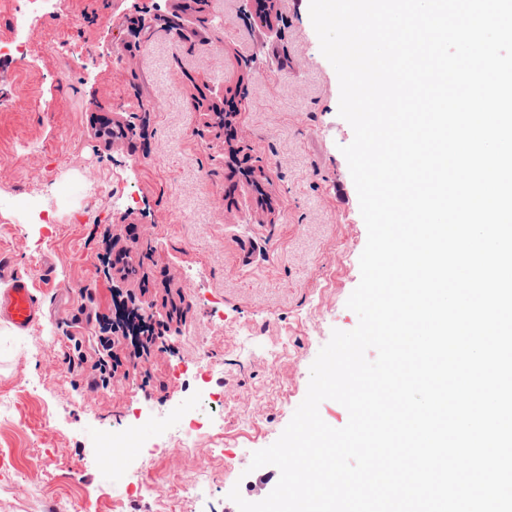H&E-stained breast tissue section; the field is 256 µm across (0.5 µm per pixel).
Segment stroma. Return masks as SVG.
<instances>
[{
  "label": "stroma",
  "mask_w": 512,
  "mask_h": 512,
  "mask_svg": "<svg viewBox=\"0 0 512 512\" xmlns=\"http://www.w3.org/2000/svg\"><path fill=\"white\" fill-rule=\"evenodd\" d=\"M67 3L68 19L36 26L32 57L0 85L11 100L0 108V269L32 276L44 312L21 336L0 324V512H162L170 483L204 454L211 481L175 512H238L232 488L258 499L253 453L290 422L333 330L358 324L346 302L367 230L341 152L353 129L337 74L309 0H273L269 25L258 0ZM83 46L92 66L76 60ZM106 119L131 141L102 135ZM107 230L129 250L127 279L106 277ZM115 288L144 293L178 330L147 362L149 383L102 388L72 367L76 354L94 359L87 316L111 312ZM246 329L248 356L237 348ZM282 341L288 357L270 368L264 352ZM204 356L208 391L224 394L222 440L145 459ZM148 398L156 412L128 455L156 491L118 495L99 457ZM244 406L255 429L242 427Z\"/></svg>",
  "instance_id": "stroma-1"
}]
</instances>
